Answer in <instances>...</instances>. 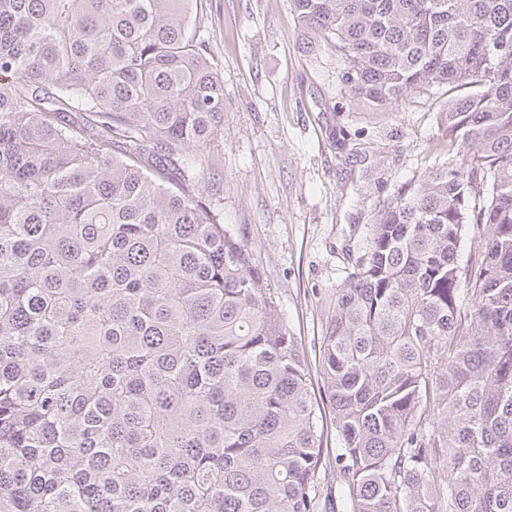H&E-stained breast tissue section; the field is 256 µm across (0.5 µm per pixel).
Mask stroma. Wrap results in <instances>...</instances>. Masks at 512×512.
<instances>
[{
  "mask_svg": "<svg viewBox=\"0 0 512 512\" xmlns=\"http://www.w3.org/2000/svg\"><path fill=\"white\" fill-rule=\"evenodd\" d=\"M197 25L224 80V124L198 178L247 239L321 387L332 294L382 202L434 165L444 100L417 97L402 112L353 105L339 58L301 52L288 0H201Z\"/></svg>",
  "mask_w": 512,
  "mask_h": 512,
  "instance_id": "stroma-1",
  "label": "stroma"
}]
</instances>
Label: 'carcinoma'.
<instances>
[{
	"mask_svg": "<svg viewBox=\"0 0 512 512\" xmlns=\"http://www.w3.org/2000/svg\"><path fill=\"white\" fill-rule=\"evenodd\" d=\"M196 2L0 0V512H512V0H291L351 101L448 96L460 156L366 227L320 396L200 191L224 81ZM325 409L323 415V428H324V448H329V463L327 462V468L321 470L320 474V490L322 492V497L327 496V499L333 500L334 505L336 506V482L334 480V475L336 471V448L339 447L338 437L336 435V430L334 425L331 422V415L329 412V408L324 404Z\"/></svg>",
	"mask_w": 512,
	"mask_h": 512,
	"instance_id": "cac0c4a2",
	"label": "carcinoma"
}]
</instances>
